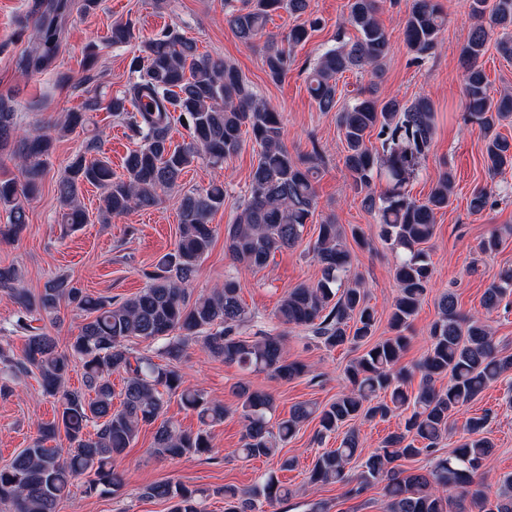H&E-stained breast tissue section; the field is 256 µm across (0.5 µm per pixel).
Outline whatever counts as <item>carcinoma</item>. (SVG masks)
<instances>
[{
	"mask_svg": "<svg viewBox=\"0 0 512 512\" xmlns=\"http://www.w3.org/2000/svg\"><path fill=\"white\" fill-rule=\"evenodd\" d=\"M36 45L16 59L22 72L50 69L59 54L66 18L73 0H35ZM309 0H224L225 19L236 37L251 43L264 34L275 13L284 10L306 19L288 30L283 46L265 42L264 64L268 76L278 81L295 65L290 48L306 41L320 25L307 15ZM477 22L461 46L464 67V106L468 121L485 135L484 166L494 177L512 169V143L495 132L512 119V97L494 99L478 60L488 42L497 39L499 52L512 58V0H470ZM447 21L441 0H412L402 19L404 42L419 63L432 53ZM347 23L359 37L348 44L326 49L305 68L308 92L321 112H336L344 141L343 163L362 204L379 218V236L391 245L397 295L388 318L390 335L371 341L376 311L369 305L359 278L346 282L352 265L347 237L360 247L364 235L356 228L346 233L342 225L325 220L319 225L312 253L322 277L314 284L301 283L279 301L275 318L285 327H305L327 349L347 344L370 343V348L345 369L344 389L319 409L301 402L286 418L272 420L274 396L261 389L239 387L244 434L239 457L243 460H277L281 470H292L296 458L281 448L312 417L318 418L316 438L321 439L359 418H385L395 411L406 416L399 429L389 434L351 471L349 464L361 456L360 439L349 428L340 446L319 455L308 471V483L338 484L348 498L360 497L369 486L383 484L387 512H512V475L499 478L496 491L487 483L493 444L487 436L488 416L470 417L465 436L451 454L435 455L450 419L485 389L512 370V354L494 341L487 320L463 313L454 293L443 295L439 316L429 329V346L414 364L421 375L418 392L408 393L411 373L399 366L411 337L412 317L424 299L432 277L422 245L435 234V215L448 207L453 176L439 174L423 201L412 198L407 183L422 168L431 150L435 124L430 99L410 103L381 100L372 91L358 89L351 101L338 106V82L347 72L381 71L388 54L389 38L377 19L376 0H349ZM135 39L130 21L112 25L107 43L123 45ZM133 81L120 94L102 103L86 101L83 111L70 112L58 128L64 135L84 127L86 113L104 107L126 119L131 137L141 145L130 151L123 174L112 172L102 144L88 139L63 170L58 182L61 221L73 228L87 223L79 201L84 184L105 189L101 217L121 216L132 208L152 207L178 187V180L198 160L221 166L241 149L248 134L259 147L250 175V194L240 215L225 226L224 250L229 258L247 268L261 269L277 251L295 246L303 236L317 205L315 180L320 172L317 151L293 155L282 139L283 115L257 99L239 70L221 58L198 53L196 43L174 29L157 33L142 45L129 63ZM187 129L189 141L176 144L175 125ZM376 134L379 146L372 145ZM49 132L22 130L15 113L0 102V149H11L24 181L0 178V206L8 210L9 223L0 224V240L20 237L28 224L25 202L39 191L44 174L43 157L54 148ZM385 184L376 194L375 182ZM490 191H473L471 213L487 209ZM179 238L176 248L143 271L146 287L138 294L116 301L95 297L66 277L48 280L43 290L31 295L21 285L13 266L0 267V292L23 309L12 332L25 338L17 357L10 345L0 344V375L13 382L37 373L43 395L57 405L53 421L42 423L33 442L9 463L0 466V512H57L58 503L79 486L86 494L102 486L114 491L123 482L114 461L131 447L142 428L156 426L152 453L160 460L212 452L209 428L224 421V404L209 399L186 383L175 363L186 348L199 342L211 356L243 370L265 372L282 381L307 374L301 361L286 356L284 336L263 330L249 340L239 334L248 319L233 278L209 293H194L196 273L214 241L210 217L224 207V183L213 182L178 198ZM501 235L490 231L478 246L482 255L493 254ZM512 294V268L499 272L484 291L486 312L498 310ZM83 318L79 332L61 350L54 337L32 326L35 316L52 322L61 304ZM165 340L161 365L138 356L125 346L129 339ZM83 370L84 388L72 389L66 378L74 365ZM123 379L115 392L112 375ZM448 379L447 385L437 381ZM387 397L378 398L379 392ZM176 396L182 406L195 412L202 428L187 432L163 418L168 400ZM120 398L114 408V398ZM65 437L69 449L62 453L52 445ZM426 454L432 457L426 473L408 472L400 461ZM150 498L171 502L170 512H203V491L185 485L156 483L147 488ZM224 498V512H255L261 501L274 508L291 496L287 486L273 475L249 488L226 485L214 490Z\"/></svg>",
	"mask_w": 512,
	"mask_h": 512,
	"instance_id": "obj_1",
	"label": "carcinoma"
}]
</instances>
